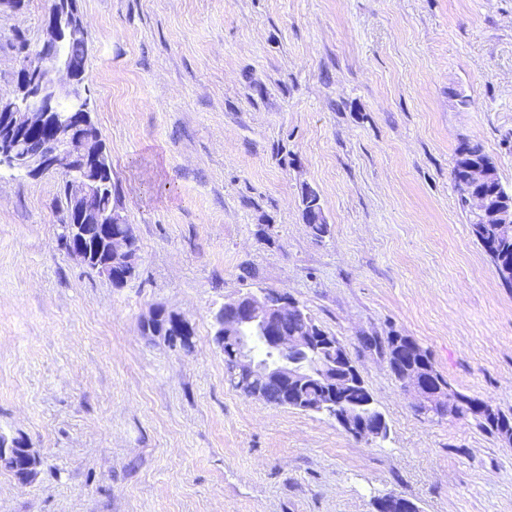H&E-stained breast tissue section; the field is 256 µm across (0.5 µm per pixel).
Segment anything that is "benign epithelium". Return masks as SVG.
I'll return each instance as SVG.
<instances>
[{
  "instance_id": "benign-epithelium-1",
  "label": "benign epithelium",
  "mask_w": 512,
  "mask_h": 512,
  "mask_svg": "<svg viewBox=\"0 0 512 512\" xmlns=\"http://www.w3.org/2000/svg\"><path fill=\"white\" fill-rule=\"evenodd\" d=\"M85 29L77 0H52L43 27L41 47L63 42L69 34ZM15 72L20 95L0 102L9 111L0 114V166L29 177L57 174L62 190L77 221L61 240L68 254L79 264L94 266L112 278L118 269L129 281L138 269L133 238L112 228L124 221L117 209L103 211L98 198L104 184L97 158L104 153L101 136L87 132L90 127L89 98L85 73L54 54H43L30 64L17 59ZM495 172L472 164L466 168L463 187L472 211L492 224H512V208L490 209L478 187L491 183ZM231 319L215 318L219 347L230 350L229 364L235 378L248 384L253 379L271 378L288 393L308 378L329 385L325 397L297 406L302 411L326 413L358 439L378 438L385 422H369L351 410H336L338 392L358 386L362 377L342 343L311 321L299 336L288 333V320L301 315V308L287 294L273 290L247 291L224 303ZM267 353L255 355L257 346ZM402 389L410 394L415 410L432 413L448 401L453 389L430 386L421 371L409 368L401 375Z\"/></svg>"
}]
</instances>
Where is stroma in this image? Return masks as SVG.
<instances>
[{"mask_svg": "<svg viewBox=\"0 0 512 512\" xmlns=\"http://www.w3.org/2000/svg\"><path fill=\"white\" fill-rule=\"evenodd\" d=\"M86 85L139 274L114 286L59 242L57 176L0 167V512H512V447L414 411L380 342L512 413V288L451 170L482 145L512 191V0H79ZM50 0L0 11V93ZM320 196L328 232L303 221ZM288 293L347 348L385 437L246 397L213 316ZM189 347L144 335L155 310ZM0 447V451L3 452H0V468L10 472L16 478V475H20L24 471V465L27 462L26 452L20 448L13 452L6 451L8 448H12V443L7 439L0 440Z\"/></svg>", "mask_w": 512, "mask_h": 512, "instance_id": "obj_1", "label": "stroma"}]
</instances>
